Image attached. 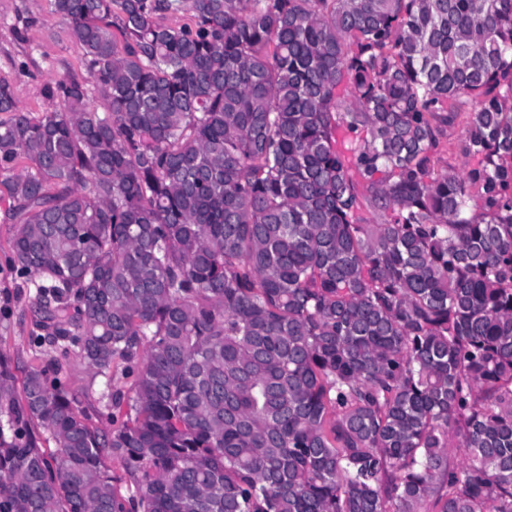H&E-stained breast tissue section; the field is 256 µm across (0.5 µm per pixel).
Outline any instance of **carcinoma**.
Listing matches in <instances>:
<instances>
[{"label": "carcinoma", "mask_w": 512, "mask_h": 512, "mask_svg": "<svg viewBox=\"0 0 512 512\" xmlns=\"http://www.w3.org/2000/svg\"><path fill=\"white\" fill-rule=\"evenodd\" d=\"M53 6L85 73L0 77L12 271L137 372L102 431L0 358V512H512V0ZM463 128L464 122L448 128V149L443 154L444 161L448 162V170H459L461 162L459 145L462 138Z\"/></svg>", "instance_id": "1"}]
</instances>
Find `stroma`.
<instances>
[{
  "label": "stroma",
  "mask_w": 512,
  "mask_h": 512,
  "mask_svg": "<svg viewBox=\"0 0 512 512\" xmlns=\"http://www.w3.org/2000/svg\"><path fill=\"white\" fill-rule=\"evenodd\" d=\"M66 70L83 73V50L52 0H0V76L11 80L18 107L34 113L51 108L43 88ZM10 237V225L0 222V355L10 360L19 378L35 366L62 368L69 392L89 415H96L107 402L108 385L125 388L130 380L119 365L109 376L94 374L74 345L38 343L33 316L37 280L12 274Z\"/></svg>",
  "instance_id": "35a3bbf8"
}]
</instances>
